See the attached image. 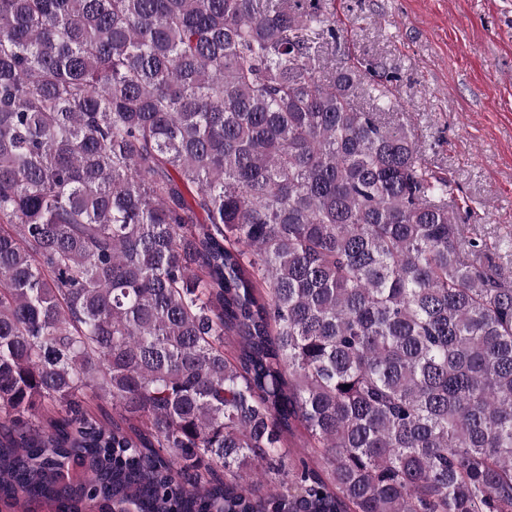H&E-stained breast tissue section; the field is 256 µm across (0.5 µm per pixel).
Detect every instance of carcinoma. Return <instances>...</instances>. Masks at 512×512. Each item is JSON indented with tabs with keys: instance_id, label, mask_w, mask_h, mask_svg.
Masks as SVG:
<instances>
[{
	"instance_id": "obj_1",
	"label": "carcinoma",
	"mask_w": 512,
	"mask_h": 512,
	"mask_svg": "<svg viewBox=\"0 0 512 512\" xmlns=\"http://www.w3.org/2000/svg\"><path fill=\"white\" fill-rule=\"evenodd\" d=\"M329 39L320 0H0V501L512 512V285Z\"/></svg>"
}]
</instances>
